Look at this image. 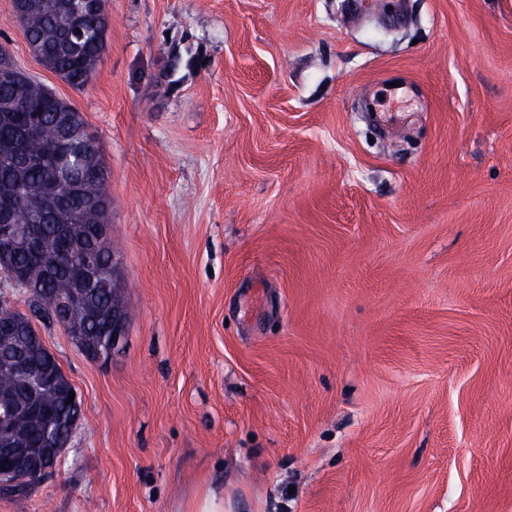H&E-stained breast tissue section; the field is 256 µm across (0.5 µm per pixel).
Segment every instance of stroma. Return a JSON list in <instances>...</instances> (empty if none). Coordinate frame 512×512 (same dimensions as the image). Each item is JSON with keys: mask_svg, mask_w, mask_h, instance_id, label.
<instances>
[{"mask_svg": "<svg viewBox=\"0 0 512 512\" xmlns=\"http://www.w3.org/2000/svg\"><path fill=\"white\" fill-rule=\"evenodd\" d=\"M110 360L0 512H512V0H105ZM183 67L166 78L172 56Z\"/></svg>", "mask_w": 512, "mask_h": 512, "instance_id": "stroma-1", "label": "stroma"}]
</instances>
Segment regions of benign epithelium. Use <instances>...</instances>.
Instances as JSON below:
<instances>
[{"instance_id":"7a95c632","label":"benign epithelium","mask_w":512,"mask_h":512,"mask_svg":"<svg viewBox=\"0 0 512 512\" xmlns=\"http://www.w3.org/2000/svg\"><path fill=\"white\" fill-rule=\"evenodd\" d=\"M0 122H20L24 125V139L17 143L7 142L0 145V157L13 163L21 160L28 165L37 164L47 169V178L39 189L43 212L59 226L61 239L68 244V251L76 252L79 257L78 279L72 288L51 293L39 289L37 293L43 296L45 307L65 327L81 350L95 355L98 361H106L112 357V351L126 335L127 316L122 295L112 293V306L95 312L98 318L112 321L110 341L90 336L79 324L73 323V320H79L90 313L86 303L88 294L109 291L117 281L120 271V260L115 256L108 266L102 264L105 237H100L95 245L84 246V225L76 223L75 213L68 204V195L60 192L62 187L71 190L82 184V171L69 164L51 160L49 153L36 147L41 126L38 113L23 114L19 102L13 99L0 100ZM21 211L22 206L11 198L4 199L0 205V255L23 252L40 261L48 270H54L60 253L43 237L38 226L39 218L32 217L24 222L20 219ZM17 369L25 374L28 389L34 394L47 387L67 396L74 390L66 376H55L45 381L41 376L29 373L22 363L17 365ZM45 412L46 399L42 397L37 398L28 408L21 409L13 406L8 395L0 394V436L11 438L12 443V447L0 450L1 493L26 492L55 468V456L38 463L33 462L31 449L27 448L26 440L18 435L17 424L20 418H36ZM75 427L76 423H68L66 433L49 427L45 430L43 439L52 448H66Z\"/></svg>"}]
</instances>
